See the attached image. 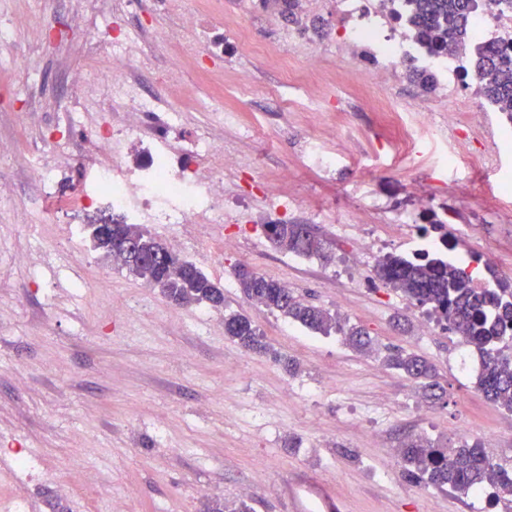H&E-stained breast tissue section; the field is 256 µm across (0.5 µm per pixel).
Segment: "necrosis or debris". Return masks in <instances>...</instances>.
<instances>
[{
    "label": "necrosis or debris",
    "instance_id": "obj_1",
    "mask_svg": "<svg viewBox=\"0 0 512 512\" xmlns=\"http://www.w3.org/2000/svg\"><path fill=\"white\" fill-rule=\"evenodd\" d=\"M336 34L352 51V92L374 89L370 101L396 132V142L407 152H419L422 130L442 134L445 128L463 126L483 134L496 105L479 93L477 75L462 78V58L433 56L408 29L404 0H332ZM469 18L470 48H504L512 52V8L499 0H476ZM174 27L157 32L158 41L170 48L159 91L146 90L143 76L154 59L139 31L112 33L104 27L86 41L89 58L106 57L107 66L95 73L75 76L77 99L65 103L60 127L75 130L82 112L111 102L112 129L86 133L84 154L76 165L89 173V182L78 193L63 194L66 179L61 169L44 161L30 162L26 170L42 202L64 205L75 211L112 213L128 224H227L238 208L224 190L218 167L231 161L221 142L208 131L194 132L174 142L180 113L169 105V96L181 85L186 62L197 43L205 39L209 16L188 9L187 0H164ZM433 73L441 93L448 98L443 117L418 114L394 103L387 94L398 74L409 66ZM139 160L127 163L130 149Z\"/></svg>",
    "mask_w": 512,
    "mask_h": 512
}]
</instances>
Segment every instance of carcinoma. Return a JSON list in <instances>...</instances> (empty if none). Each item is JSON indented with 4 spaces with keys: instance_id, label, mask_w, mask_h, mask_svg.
<instances>
[{
    "instance_id": "cac0c4a2",
    "label": "carcinoma",
    "mask_w": 512,
    "mask_h": 512,
    "mask_svg": "<svg viewBox=\"0 0 512 512\" xmlns=\"http://www.w3.org/2000/svg\"><path fill=\"white\" fill-rule=\"evenodd\" d=\"M406 5L407 20L416 38L429 52L438 55L447 52L448 45L458 42L467 32L475 0H406ZM472 67L483 80V95L508 110L507 116L512 120V53L503 49L479 51ZM105 219L110 227L92 242L93 251L139 279H153L161 295L175 305L224 306V291L193 262H188L185 271L164 272L158 260L168 254L169 247L144 225L126 224L110 214L101 215L96 221ZM266 230L281 249L306 257L324 256L323 247L302 233L297 224H268ZM128 237L137 239L139 255L114 258ZM376 273L408 299L430 306L449 329L477 352L475 384L489 400L512 413V356L505 352L512 344V283L497 278L490 285L479 286L465 267L441 253L388 254L378 261ZM235 276L248 301L276 311L288 321L325 336L339 332L356 349L372 343L362 328L348 326L329 310L293 296L276 279L257 274L245 265L237 268ZM224 334L249 351L270 352L265 333L237 311L224 315ZM386 350L390 368L423 382V387L432 391L431 398H442L433 393L439 384L434 366L425 357L398 346H388ZM401 454L406 475L428 487H449L474 495L490 484L497 489L496 497L512 488V468L494 461L478 443L466 441L457 448H444L435 440L418 435L404 444ZM202 512L252 510L244 501L232 508L215 500L204 504Z\"/></svg>"
}]
</instances>
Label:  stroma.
Wrapping results in <instances>:
<instances>
[{
  "label": "stroma",
  "instance_id": "stroma-1",
  "mask_svg": "<svg viewBox=\"0 0 512 512\" xmlns=\"http://www.w3.org/2000/svg\"><path fill=\"white\" fill-rule=\"evenodd\" d=\"M114 0H55L54 27L18 29L16 42L35 68L34 77L0 69V144L8 162L0 179L13 187L0 201V512L9 508L10 488L19 485L23 512H202L205 502L246 501L253 512H289L284 487L301 471L334 480L351 512H493L489 501L410 481L399 448L422 434L454 448L478 442L493 460L512 462V413L480 392L473 369L477 356L462 350L448 329L421 335L418 308L375 275L378 254L359 256L347 226L359 213L363 192L380 208L367 215L382 245L400 253L391 220L414 213L425 224L430 213L445 220L455 256L475 253L497 275L512 280V141L499 143L498 171H471L467 191L457 190L436 169L459 150H479L462 130L427 143L428 161L391 156L394 131L378 112L331 88L330 73L346 65L336 50L330 11L303 17L320 20L316 38L322 67L311 81L326 103L318 116L294 110L289 82L301 68L261 64L240 38L273 43L283 20L268 0H223L237 15V28L211 18L224 54L212 60L199 46L198 69L183 75V95L222 94L254 126L244 139L231 127L214 128L225 149L258 157L249 170L224 168V189L244 207L237 223L196 224L185 259L224 291L225 308L177 306L159 291L145 292L141 279L95 253L84 234L70 235L72 211L42 213L36 188L25 174L39 156L60 165L69 185L82 172L55 149L53 123L70 95L72 78L92 62L85 48L88 28L111 16ZM118 24L140 29L154 48L156 69L168 50L156 44L157 29L171 26L163 0H135ZM252 70L256 86L238 87L239 70ZM173 96L174 104L182 97ZM323 135L338 159L334 180L309 168L303 134ZM293 181L280 183L281 169ZM426 186L419 206L411 183ZM296 196L291 224L312 225L331 255L296 258L271 243L264 226L272 194ZM320 200L326 218L307 209ZM164 242L181 238L179 224H154ZM235 243L224 247L225 240ZM245 264L286 283L311 304L364 328L380 346L424 355L438 372L443 400L429 404L420 385L387 367L381 354L358 352L343 336H323L248 302L233 270ZM133 309L134 322L120 311ZM247 314L273 349L296 360L290 373L270 357L244 350L224 334L225 311ZM307 399L308 409L296 406ZM28 451L31 465L19 475L12 457ZM84 493H66L62 482Z\"/></svg>",
  "mask_w": 512,
  "mask_h": 512
}]
</instances>
